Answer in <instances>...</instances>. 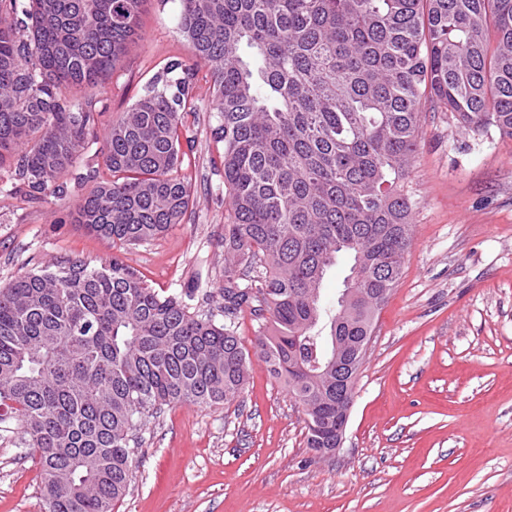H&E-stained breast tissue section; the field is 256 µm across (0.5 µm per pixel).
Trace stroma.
<instances>
[{"label": "stroma", "mask_w": 512, "mask_h": 512, "mask_svg": "<svg viewBox=\"0 0 512 512\" xmlns=\"http://www.w3.org/2000/svg\"><path fill=\"white\" fill-rule=\"evenodd\" d=\"M178 0H144L141 36L95 90L100 123L127 111L165 64L192 62ZM194 65L195 147L183 171L193 204L181 224L115 248L73 223L103 169L88 137L66 197L22 202L0 174V286L68 258L119 254L162 294L192 291L218 310L224 271V146L211 79ZM418 147L400 188L411 202L403 272L375 314L341 450L307 445L302 407L252 361L246 388L215 407L177 403L142 431L134 479L114 512H512V137L475 132L431 98L418 105ZM40 467L0 431V512H40Z\"/></svg>", "instance_id": "35a3bbf8"}]
</instances>
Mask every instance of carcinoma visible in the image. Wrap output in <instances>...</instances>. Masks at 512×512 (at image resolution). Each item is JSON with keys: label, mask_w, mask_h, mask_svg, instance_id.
<instances>
[{"label": "carcinoma", "mask_w": 512, "mask_h": 512, "mask_svg": "<svg viewBox=\"0 0 512 512\" xmlns=\"http://www.w3.org/2000/svg\"><path fill=\"white\" fill-rule=\"evenodd\" d=\"M143 0H0V167L14 193L67 192L98 112L93 93L140 37ZM178 24L212 82L224 143V323L162 295L114 255L69 258L0 287V426L41 468L42 512H112L132 478L133 434L176 402L239 396L251 355L307 407V443L336 447L331 340L374 331L410 245L398 190L428 94L474 131L512 136V0H179ZM495 43H490L488 25ZM193 70L156 74L103 129L110 177L73 223L148 241L192 205L179 174ZM342 255L362 309L328 328L321 290ZM267 324L242 344L243 306Z\"/></svg>", "instance_id": "cac0c4a2"}]
</instances>
